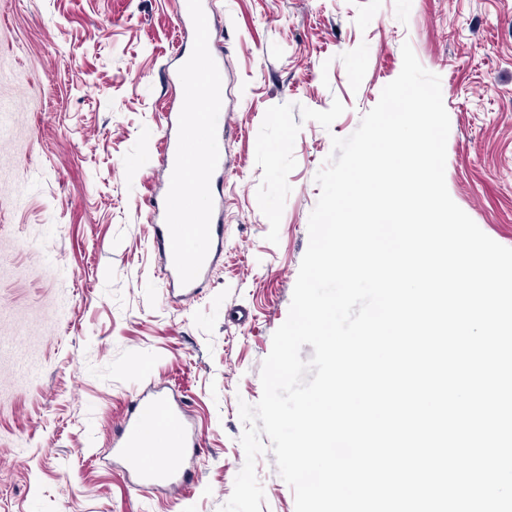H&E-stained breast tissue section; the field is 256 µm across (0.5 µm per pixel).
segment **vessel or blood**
I'll return each mask as SVG.
<instances>
[{"instance_id":"1","label":"vessel or blood","mask_w":512,"mask_h":512,"mask_svg":"<svg viewBox=\"0 0 512 512\" xmlns=\"http://www.w3.org/2000/svg\"><path fill=\"white\" fill-rule=\"evenodd\" d=\"M176 19L194 34L193 53L173 80L180 90V112L163 132L161 164L167 174L162 198L151 200L153 241L167 269L166 290L193 301L205 284L223 247L214 224V211L198 209L196 195L211 174L224 169V65L209 39L211 13L202 0H178ZM203 109L186 115L190 102ZM114 451L128 476L139 488L181 481L178 459L197 448L199 441L188 421L185 404L162 387H149L137 395L119 424ZM166 448L163 464L150 456V448Z\"/></svg>"}]
</instances>
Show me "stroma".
Returning a JSON list of instances; mask_svg holds the SVG:
<instances>
[{
    "label": "stroma",
    "instance_id": "1",
    "mask_svg": "<svg viewBox=\"0 0 512 512\" xmlns=\"http://www.w3.org/2000/svg\"><path fill=\"white\" fill-rule=\"evenodd\" d=\"M178 0H0L17 61L0 139V512H219L245 453L240 402L288 317L332 149L401 72L439 75L453 201L512 248V0H206L231 130L210 177L224 249L193 303L162 286L148 200L190 53ZM150 383L199 440L187 492L135 488L112 436ZM261 512H295L273 453Z\"/></svg>",
    "mask_w": 512,
    "mask_h": 512
}]
</instances>
